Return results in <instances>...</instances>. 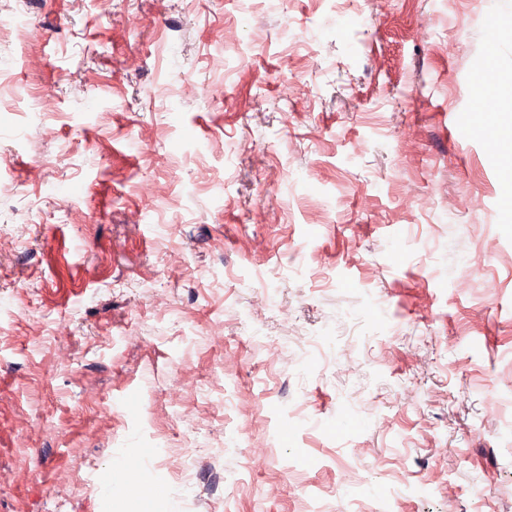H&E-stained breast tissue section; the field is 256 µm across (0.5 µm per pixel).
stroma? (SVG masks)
Returning <instances> with one entry per match:
<instances>
[{
	"label": "stroma",
	"mask_w": 512,
	"mask_h": 512,
	"mask_svg": "<svg viewBox=\"0 0 512 512\" xmlns=\"http://www.w3.org/2000/svg\"><path fill=\"white\" fill-rule=\"evenodd\" d=\"M16 19L0 512H374L429 477L395 512H512V170L468 124L476 82L512 90L497 0H0ZM119 448L168 449V498L101 486Z\"/></svg>",
	"instance_id": "1"
}]
</instances>
